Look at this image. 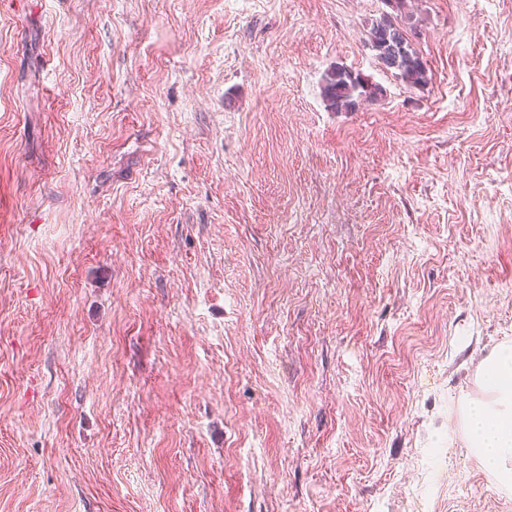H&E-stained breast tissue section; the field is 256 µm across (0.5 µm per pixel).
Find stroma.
Instances as JSON below:
<instances>
[{"label":"stroma","mask_w":512,"mask_h":512,"mask_svg":"<svg viewBox=\"0 0 512 512\" xmlns=\"http://www.w3.org/2000/svg\"><path fill=\"white\" fill-rule=\"evenodd\" d=\"M385 10L0 0V512H512V0ZM393 10L383 13L372 22L368 41L378 61L387 69L394 70L410 89L424 88L430 78L426 62L418 54L409 38L403 16L408 12V0H387ZM382 94L381 87L340 64L329 69L323 80L324 101L335 112H355L361 102L377 99ZM485 395L469 400L461 422L483 466L501 485L512 487V346L501 345L480 368Z\"/></svg>","instance_id":"1"}]
</instances>
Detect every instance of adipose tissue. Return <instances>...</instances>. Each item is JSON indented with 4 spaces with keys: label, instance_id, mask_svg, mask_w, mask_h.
<instances>
[{
    "label": "adipose tissue",
    "instance_id": "obj_1",
    "mask_svg": "<svg viewBox=\"0 0 512 512\" xmlns=\"http://www.w3.org/2000/svg\"><path fill=\"white\" fill-rule=\"evenodd\" d=\"M483 397L461 413L468 442L501 485L512 487V346L501 345L480 368Z\"/></svg>",
    "mask_w": 512,
    "mask_h": 512
}]
</instances>
